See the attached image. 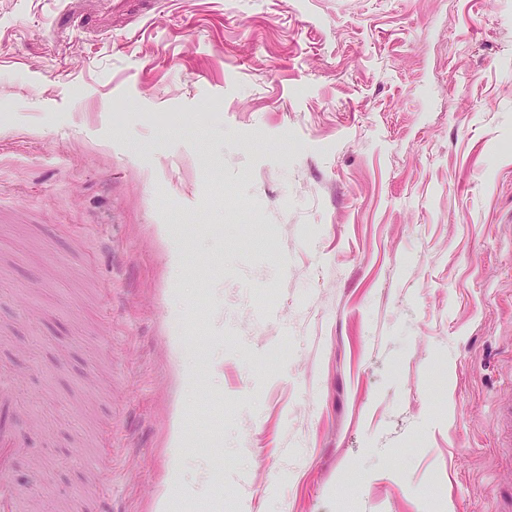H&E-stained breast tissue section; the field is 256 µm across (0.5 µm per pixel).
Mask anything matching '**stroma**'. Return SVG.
Wrapping results in <instances>:
<instances>
[{
	"label": "stroma",
	"mask_w": 512,
	"mask_h": 512,
	"mask_svg": "<svg viewBox=\"0 0 512 512\" xmlns=\"http://www.w3.org/2000/svg\"><path fill=\"white\" fill-rule=\"evenodd\" d=\"M1 365L35 512H497L512 0H0Z\"/></svg>",
	"instance_id": "stroma-1"
}]
</instances>
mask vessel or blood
Here are the masks:
<instances>
[{"instance_id": "1", "label": "vessel or blood", "mask_w": 512, "mask_h": 512, "mask_svg": "<svg viewBox=\"0 0 512 512\" xmlns=\"http://www.w3.org/2000/svg\"><path fill=\"white\" fill-rule=\"evenodd\" d=\"M15 395L11 384L0 375V512H28V495L19 488L12 473V459L22 452L13 415Z\"/></svg>"}]
</instances>
